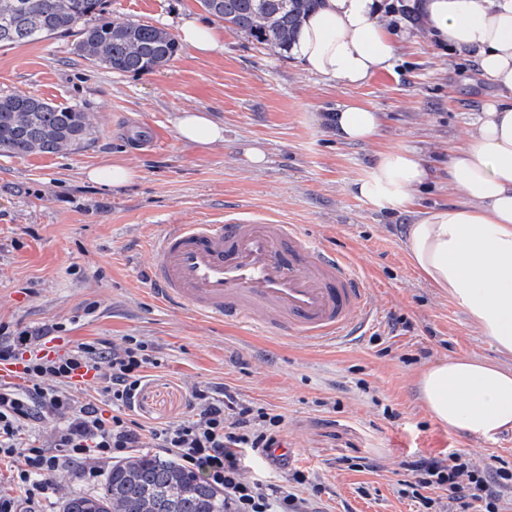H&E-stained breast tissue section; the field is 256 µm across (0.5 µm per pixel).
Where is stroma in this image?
Masks as SVG:
<instances>
[{
	"label": "stroma",
	"instance_id": "stroma-1",
	"mask_svg": "<svg viewBox=\"0 0 512 512\" xmlns=\"http://www.w3.org/2000/svg\"><path fill=\"white\" fill-rule=\"evenodd\" d=\"M106 11L172 34L203 14L197 0H108ZM391 23L397 54L386 81L374 76L357 87L308 73L288 53L220 21L223 53L202 56L184 45L143 75L92 65L75 54L74 34L0 47V94L79 105L92 128L86 144L65 154L0 153V326L63 325L68 349L126 336L152 344L162 365L151 369L135 414L150 427L191 416L193 389L210 383L281 413L290 469L321 488L317 512H417L402 492L410 474L401 462L411 455L443 457L454 448L512 468V429L491 439L448 429L416 388L419 372L438 360L512 368V355L497 352L413 266L403 244L411 214L378 208L354 189L379 153L410 148L438 174L415 209L462 202L448 183V157L495 90L468 52L406 29L397 11ZM344 103L380 112L378 135L340 140L322 117ZM187 109L223 127V141H183L177 119ZM148 126L161 131L158 146L138 142ZM254 150L262 164L250 161ZM115 163L136 179L110 189L88 180L91 169ZM241 208L298 225L353 259L376 307L362 336L315 348L159 302L146 276L145 239ZM399 320L406 329L396 328ZM51 482L44 508L61 512L67 497L97 494L105 479L74 463Z\"/></svg>",
	"mask_w": 512,
	"mask_h": 512
}]
</instances>
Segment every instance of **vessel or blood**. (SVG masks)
I'll list each match as a JSON object with an SVG mask.
<instances>
[{
	"label": "vessel or blood",
	"mask_w": 512,
	"mask_h": 512,
	"mask_svg": "<svg viewBox=\"0 0 512 512\" xmlns=\"http://www.w3.org/2000/svg\"><path fill=\"white\" fill-rule=\"evenodd\" d=\"M158 298L204 320L230 321L313 346L358 335L373 316L349 259L298 225L236 216L172 224L148 246Z\"/></svg>",
	"instance_id": "1"
}]
</instances>
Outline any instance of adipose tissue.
I'll return each mask as SVG.
<instances>
[{"label": "adipose tissue", "mask_w": 512, "mask_h": 512, "mask_svg": "<svg viewBox=\"0 0 512 512\" xmlns=\"http://www.w3.org/2000/svg\"><path fill=\"white\" fill-rule=\"evenodd\" d=\"M413 10L430 36L476 57L498 98L448 160V181L463 203L419 213L406 227L404 246L480 336L512 354V0H417ZM291 53L311 74L359 86L392 66L395 44L379 0H319L303 18ZM330 121L338 138L361 142L377 135L381 115L346 103ZM430 178L416 152L391 149L355 187L376 206L406 212ZM417 387L431 416L448 428L479 438L512 429V369L449 358L422 371Z\"/></svg>", "instance_id": "ef3b65f1"}]
</instances>
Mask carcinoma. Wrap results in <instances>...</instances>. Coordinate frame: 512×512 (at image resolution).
I'll use <instances>...</instances> for the list:
<instances>
[{
  "mask_svg": "<svg viewBox=\"0 0 512 512\" xmlns=\"http://www.w3.org/2000/svg\"><path fill=\"white\" fill-rule=\"evenodd\" d=\"M105 0H0V46L79 30L74 45L88 62L134 74L165 66L175 38L154 25L103 16ZM317 0H198L209 15L275 50L286 51ZM78 106L28 93L0 95V152L63 153L89 140ZM62 512H226L224 493L178 464L142 452L107 472L99 495L68 497Z\"/></svg>",
  "mask_w": 512,
  "mask_h": 512,
  "instance_id": "carcinoma-1",
  "label": "carcinoma"
}]
</instances>
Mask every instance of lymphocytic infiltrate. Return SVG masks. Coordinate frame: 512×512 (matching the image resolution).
Listing matches in <instances>:
<instances>
[{
    "instance_id": "f902f5d3",
    "label": "lymphocytic infiltrate",
    "mask_w": 512,
    "mask_h": 512,
    "mask_svg": "<svg viewBox=\"0 0 512 512\" xmlns=\"http://www.w3.org/2000/svg\"><path fill=\"white\" fill-rule=\"evenodd\" d=\"M57 331L54 325L18 333L0 327V365H21L24 379L20 386L0 383V462L18 490L0 496V512H22L45 499L49 477L60 467L79 460L103 465L148 444L223 489L228 512H308L303 472L282 473L275 482L242 475L243 449L265 458L279 445L282 414L241 400L225 385H205L192 393L191 418L146 429L128 412L146 369L161 364L153 347L128 336L119 344L93 340L53 358L42 355ZM84 370L92 374L93 394L82 403L70 389ZM43 421L53 424L45 436L34 431ZM403 466L415 479L423 512H438L435 489L447 492L454 512H503L505 494L512 491V470L493 461L475 465L458 449L443 458L416 456Z\"/></svg>"
}]
</instances>
